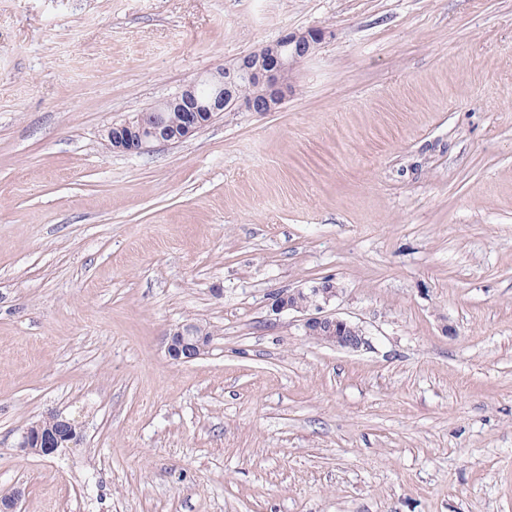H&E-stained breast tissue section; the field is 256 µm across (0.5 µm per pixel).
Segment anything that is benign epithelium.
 I'll list each match as a JSON object with an SVG mask.
<instances>
[{
    "instance_id": "7a95c632",
    "label": "benign epithelium",
    "mask_w": 512,
    "mask_h": 512,
    "mask_svg": "<svg viewBox=\"0 0 512 512\" xmlns=\"http://www.w3.org/2000/svg\"><path fill=\"white\" fill-rule=\"evenodd\" d=\"M324 37V30L318 27L286 34L243 57L234 66L213 72L203 81L190 82L178 95L159 103L153 111L182 113L178 135L181 142L208 125L210 115L223 112L229 105L249 112H272L292 92L288 77L293 68L311 54ZM242 81L256 85L261 92L251 96L238 94ZM135 121V125L128 120L105 128V143L110 151L135 153L153 143H171L159 120L140 114ZM337 295L334 281L327 279L278 292L272 296L270 306L276 314L285 311L301 314L305 335L341 350L357 351L368 345V339L359 327L336 316L330 309ZM210 341L211 334L206 327L182 323L168 332L166 351L171 359L188 362L204 355ZM49 416L56 422L57 430L44 431L33 425L27 427L19 444L22 451L50 455L79 440L80 427L73 420L59 413L51 412Z\"/></svg>"
}]
</instances>
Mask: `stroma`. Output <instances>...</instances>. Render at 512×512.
<instances>
[{
  "mask_svg": "<svg viewBox=\"0 0 512 512\" xmlns=\"http://www.w3.org/2000/svg\"><path fill=\"white\" fill-rule=\"evenodd\" d=\"M323 28L276 111L110 123ZM333 279L370 344L272 293ZM207 324L208 351L165 350ZM56 411L76 444L20 452ZM512 512V0H0V496ZM133 121H137V124L131 125V121L127 120L123 124L112 123L105 128V143L110 151L135 153L153 143L171 144L172 139L168 137L158 119L140 114ZM210 341L211 334L203 325L182 323L168 332L166 351L171 359L188 362L204 355Z\"/></svg>",
  "mask_w": 512,
  "mask_h": 512,
  "instance_id": "35a3bbf8",
  "label": "stroma"
}]
</instances>
